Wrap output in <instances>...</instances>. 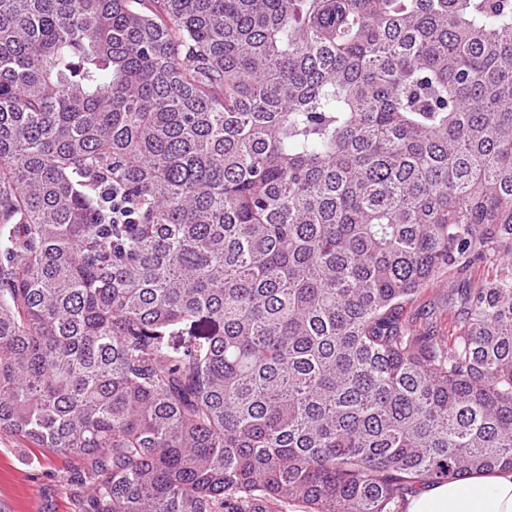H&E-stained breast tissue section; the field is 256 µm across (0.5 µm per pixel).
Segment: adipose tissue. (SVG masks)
I'll return each instance as SVG.
<instances>
[{
    "label": "adipose tissue",
    "instance_id": "obj_1",
    "mask_svg": "<svg viewBox=\"0 0 512 512\" xmlns=\"http://www.w3.org/2000/svg\"><path fill=\"white\" fill-rule=\"evenodd\" d=\"M404 512H512V470L421 485Z\"/></svg>",
    "mask_w": 512,
    "mask_h": 512
}]
</instances>
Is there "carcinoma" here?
<instances>
[{"label": "carcinoma", "mask_w": 512, "mask_h": 512, "mask_svg": "<svg viewBox=\"0 0 512 512\" xmlns=\"http://www.w3.org/2000/svg\"><path fill=\"white\" fill-rule=\"evenodd\" d=\"M0 432L83 512L512 469V0H0ZM452 280L453 279H448V277L444 276L438 279V282L427 287L429 289L425 294H423V296H421V298H418L412 305H408L410 316L413 315V317H416V313L419 309H422L425 304H428L429 302L433 303L434 301L436 305H438V328H440L441 332H445V334L447 332L448 334V304L446 305L445 302L440 299H442L446 293L448 294V288H451L454 284ZM438 302H440V304Z\"/></svg>", "instance_id": "1"}]
</instances>
